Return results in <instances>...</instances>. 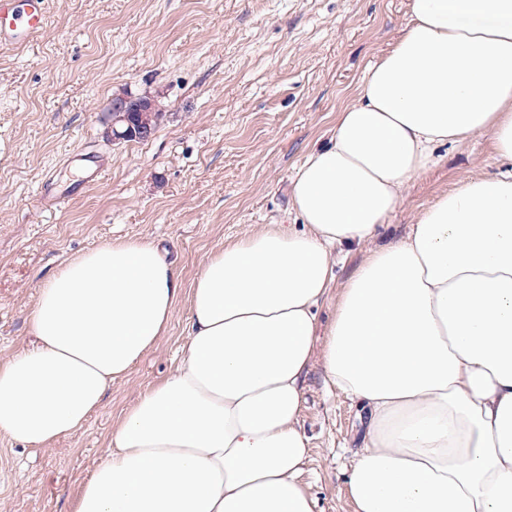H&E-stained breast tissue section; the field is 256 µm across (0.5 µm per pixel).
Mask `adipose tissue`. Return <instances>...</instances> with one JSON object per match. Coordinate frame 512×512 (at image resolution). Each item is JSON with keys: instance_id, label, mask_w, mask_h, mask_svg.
Here are the masks:
<instances>
[{"instance_id": "adipose-tissue-1", "label": "adipose tissue", "mask_w": 512, "mask_h": 512, "mask_svg": "<svg viewBox=\"0 0 512 512\" xmlns=\"http://www.w3.org/2000/svg\"><path fill=\"white\" fill-rule=\"evenodd\" d=\"M486 134L502 165L373 241L437 150ZM301 229L224 244L182 290L161 250L115 241L39 289L30 345L0 362V436L74 434L166 335L180 362L112 428L74 512H314L299 426L331 250L367 246L323 370L367 416L353 512H512V0H408L400 35L297 170Z\"/></svg>"}]
</instances>
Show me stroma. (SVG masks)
<instances>
[{
    "label": "stroma",
    "mask_w": 512,
    "mask_h": 512,
    "mask_svg": "<svg viewBox=\"0 0 512 512\" xmlns=\"http://www.w3.org/2000/svg\"><path fill=\"white\" fill-rule=\"evenodd\" d=\"M406 22L407 0H51L38 41L0 53V361L29 343L38 289L83 252L158 243L187 289L224 243L299 224L291 180ZM122 89L157 97L164 118L149 139H107ZM439 153L378 243L406 236L458 181L497 169L485 134ZM90 157L102 164L94 182ZM46 191L58 209L40 206ZM188 317L180 302L167 335L75 434L35 450L0 436V512H72L113 424L174 371ZM299 425L314 512H353L345 478L362 447L360 411L318 360Z\"/></svg>",
    "instance_id": "35a3bbf8"
}]
</instances>
